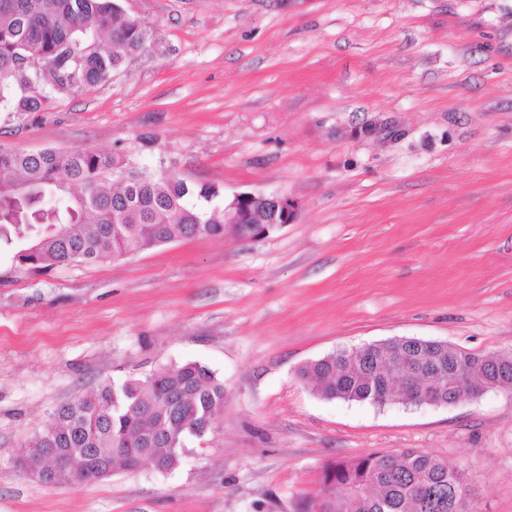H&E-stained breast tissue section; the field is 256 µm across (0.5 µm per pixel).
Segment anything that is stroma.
<instances>
[{
	"label": "stroma",
	"instance_id": "stroma-1",
	"mask_svg": "<svg viewBox=\"0 0 512 512\" xmlns=\"http://www.w3.org/2000/svg\"><path fill=\"white\" fill-rule=\"evenodd\" d=\"M145 56L0 146L84 149L296 223L21 270L0 251V512H302L330 461L415 449L462 465L471 512H512V392L449 406L326 399L297 375L395 337L512 353V0H121ZM197 362L216 433L180 465L48 486L14 464L102 382Z\"/></svg>",
	"mask_w": 512,
	"mask_h": 512
}]
</instances>
